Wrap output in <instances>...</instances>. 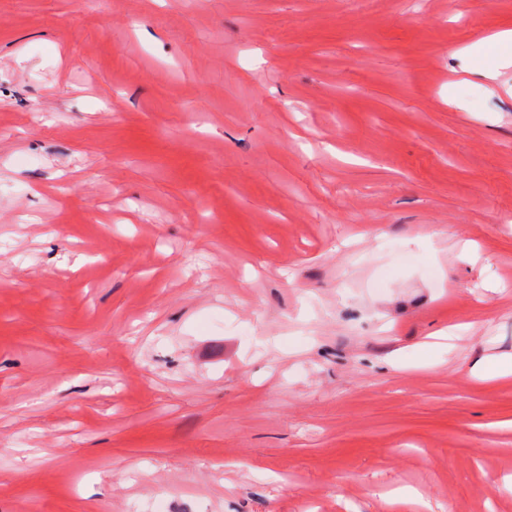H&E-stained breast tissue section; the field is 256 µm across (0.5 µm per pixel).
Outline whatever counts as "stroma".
Segmentation results:
<instances>
[{"instance_id":"1","label":"stroma","mask_w":512,"mask_h":512,"mask_svg":"<svg viewBox=\"0 0 512 512\" xmlns=\"http://www.w3.org/2000/svg\"><path fill=\"white\" fill-rule=\"evenodd\" d=\"M512 0H0V512H512ZM473 371L483 378L512 375V354L502 355L491 360H481L473 365Z\"/></svg>"}]
</instances>
